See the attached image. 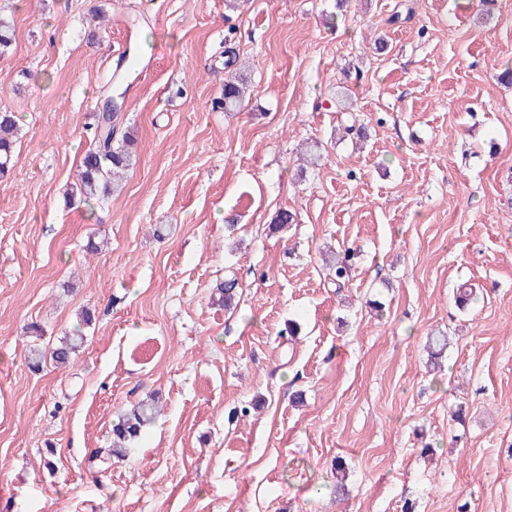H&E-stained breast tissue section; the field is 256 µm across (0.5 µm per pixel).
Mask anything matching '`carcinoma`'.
<instances>
[{"label": "carcinoma", "instance_id": "1", "mask_svg": "<svg viewBox=\"0 0 512 512\" xmlns=\"http://www.w3.org/2000/svg\"><path fill=\"white\" fill-rule=\"evenodd\" d=\"M237 56L231 54L224 60V95L221 105L226 112H237L245 101L246 78L237 67ZM115 112H100L92 139L85 150L79 179L70 186L68 199H79L86 203L99 202L112 193L113 182L118 170L129 167L131 161L129 136L115 138ZM18 134L17 121L13 113L0 112V182L10 173L13 163L15 138ZM84 343V336L76 331L60 338L55 346L45 349L36 344L28 352L29 368L38 371L46 361L51 360L60 367L70 364ZM161 412L158 401L149 396L133 404L128 410L117 415L112 423V448L109 453L116 459L127 456L129 445L157 419Z\"/></svg>", "mask_w": 512, "mask_h": 512}]
</instances>
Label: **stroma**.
<instances>
[{
    "label": "stroma",
    "instance_id": "obj_1",
    "mask_svg": "<svg viewBox=\"0 0 512 512\" xmlns=\"http://www.w3.org/2000/svg\"><path fill=\"white\" fill-rule=\"evenodd\" d=\"M0 19V112L21 127L0 185V512H512V12L0 0ZM228 46L249 78L231 113ZM108 93L134 152L90 213L64 193ZM282 209L297 223L270 232ZM347 250L339 289L328 262ZM464 283L479 299L462 309ZM31 324L48 342L81 329L74 362L32 371ZM151 393L156 422L107 457L117 413Z\"/></svg>",
    "mask_w": 512,
    "mask_h": 512
}]
</instances>
